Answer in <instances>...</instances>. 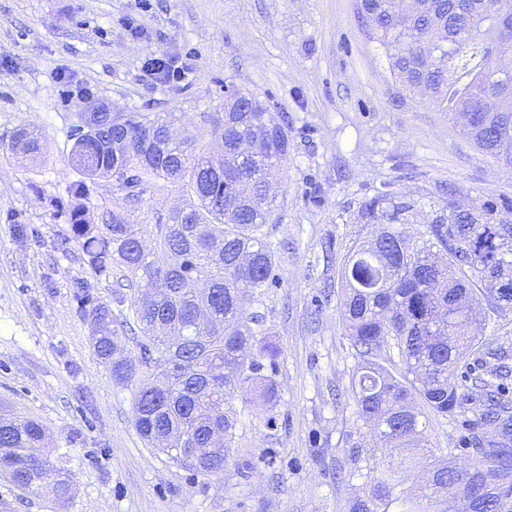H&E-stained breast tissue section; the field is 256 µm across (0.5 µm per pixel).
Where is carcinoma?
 <instances>
[{
    "instance_id": "cac0c4a2",
    "label": "carcinoma",
    "mask_w": 512,
    "mask_h": 512,
    "mask_svg": "<svg viewBox=\"0 0 512 512\" xmlns=\"http://www.w3.org/2000/svg\"><path fill=\"white\" fill-rule=\"evenodd\" d=\"M366 17L367 38L403 89L427 92L455 120L468 115L475 145L512 171V109L492 106L512 99V71L498 66L512 54V0H426L416 14L406 13L401 0H357V20ZM72 137L70 165L78 179L69 197L85 196L87 182L100 178L133 190L130 204L160 180L187 197L168 223L157 225L149 250L142 225L106 210L92 227L79 206L69 209L70 234L53 247L67 254L79 246L98 278L110 277L114 264L128 271L138 288L130 311L144 332L137 364L124 356L111 307L84 282H73L94 351L118 384L147 369L133 402L145 440L173 460L178 449H194L180 464L196 477L220 473L239 424L236 390H258L266 425L275 424L280 350L261 338L259 316L249 307L260 289L275 283L268 225L279 207L273 180L288 162V124L269 104L229 93L224 118L212 130L223 159L217 167L211 152L192 138L172 140L155 119L88 112ZM42 149L38 133L26 127L9 145L14 155ZM416 215L415 201L391 191L361 207L362 221L381 229L355 246L340 270L342 322L362 361L351 392L376 446L416 449L430 420L455 414L467 401L459 378L472 380L485 402L463 424L460 449L475 459L459 468L450 450L412 454L383 468L375 463L353 512H512L509 370L490 381L469 361L480 341L475 306L483 300L492 312L512 310L511 292H492L494 283L512 280V225L496 222L483 205L463 209L450 200L412 244L393 225L412 224ZM435 248L445 261L436 260ZM391 348L404 366L397 375L382 363ZM44 438L35 420L1 418L0 467L12 469L11 485L23 494L52 484L62 508L69 476L41 454ZM413 465L430 479L406 487L401 473Z\"/></svg>"
}]
</instances>
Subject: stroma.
Segmentation results:
<instances>
[{
  "label": "stroma",
  "instance_id": "35a3bbf8",
  "mask_svg": "<svg viewBox=\"0 0 512 512\" xmlns=\"http://www.w3.org/2000/svg\"><path fill=\"white\" fill-rule=\"evenodd\" d=\"M157 57L173 78L152 74ZM230 90L269 101L291 135L271 232L277 280L250 305L281 350L278 405L271 427L237 402L223 473L197 479L142 439L138 381L115 384L93 353L72 283L111 305L135 359L142 333L125 306L134 291L122 267L105 281L81 251L53 249L69 229L55 201L76 177L71 132L92 102L161 115L174 136L207 146ZM24 125L42 136L37 156L8 151ZM385 190L421 203L409 234L450 200L490 206L512 224V171L402 88L359 27L355 0H0V414L43 426L46 454L70 479L66 512H350L362 480L337 481V469L355 453L399 459L398 449L374 448L358 416V359L340 313L342 260L378 231L360 223V207ZM184 201L161 181L127 218L151 242ZM17 220L41 242L16 234ZM462 390L469 402L425 432L430 449L457 447L462 421L478 415V390Z\"/></svg>",
  "mask_w": 512,
  "mask_h": 512
}]
</instances>
